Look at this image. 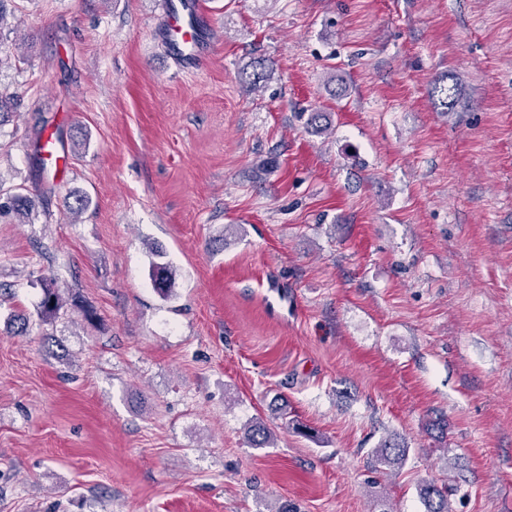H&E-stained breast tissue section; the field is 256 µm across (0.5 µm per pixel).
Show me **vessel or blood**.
<instances>
[{
    "label": "vessel or blood",
    "instance_id": "vessel-or-blood-1",
    "mask_svg": "<svg viewBox=\"0 0 512 512\" xmlns=\"http://www.w3.org/2000/svg\"><path fill=\"white\" fill-rule=\"evenodd\" d=\"M198 4L199 0H161L159 37L170 57L186 68L202 59L213 26L212 16L201 12Z\"/></svg>",
    "mask_w": 512,
    "mask_h": 512
}]
</instances>
